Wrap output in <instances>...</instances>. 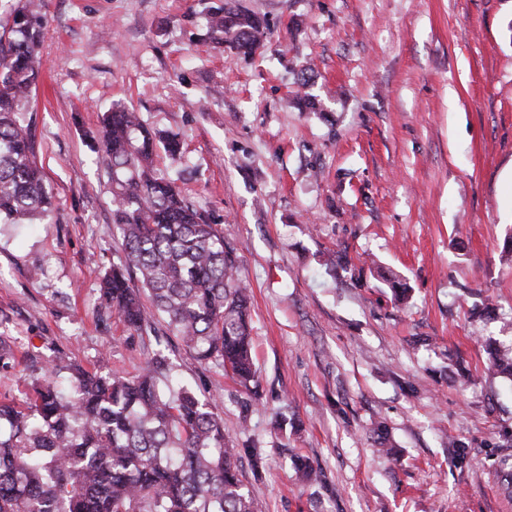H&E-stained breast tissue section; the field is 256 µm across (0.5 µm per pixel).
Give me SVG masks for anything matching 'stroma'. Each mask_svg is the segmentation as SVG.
Masks as SVG:
<instances>
[{
  "label": "stroma",
  "instance_id": "stroma-1",
  "mask_svg": "<svg viewBox=\"0 0 512 512\" xmlns=\"http://www.w3.org/2000/svg\"><path fill=\"white\" fill-rule=\"evenodd\" d=\"M239 3L269 24L246 59L202 43L205 0H43L25 119L52 209L0 228L18 359L0 401L26 390L32 347L133 373L160 345L217 404L259 512H512V379L485 347L512 340V0ZM302 93L323 111H299ZM118 101L184 142L182 164L156 165L236 253L257 395L152 306L140 338L99 305L122 253L90 135Z\"/></svg>",
  "mask_w": 512,
  "mask_h": 512
}]
</instances>
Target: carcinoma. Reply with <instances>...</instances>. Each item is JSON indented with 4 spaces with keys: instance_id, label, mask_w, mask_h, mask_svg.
<instances>
[{
    "instance_id": "carcinoma-1",
    "label": "carcinoma",
    "mask_w": 512,
    "mask_h": 512,
    "mask_svg": "<svg viewBox=\"0 0 512 512\" xmlns=\"http://www.w3.org/2000/svg\"><path fill=\"white\" fill-rule=\"evenodd\" d=\"M42 28L36 0H18L0 24L1 224L29 223L51 208L34 134L21 120L41 75ZM267 33L266 20L235 0L207 10L204 42L215 47L249 57ZM93 148L109 162L123 253L102 277L104 307L140 335L147 295L199 362L250 390L249 294L234 249L153 166L159 148L179 160L180 139L116 103ZM131 273L141 287L130 286ZM14 367L13 341L0 336V371ZM489 367L512 377V344L493 346ZM240 453L225 440L216 406L177 382L162 348L132 376L88 371L58 350L22 399L0 401V512H258L238 470ZM294 468L306 482L321 481L307 460Z\"/></svg>"
}]
</instances>
